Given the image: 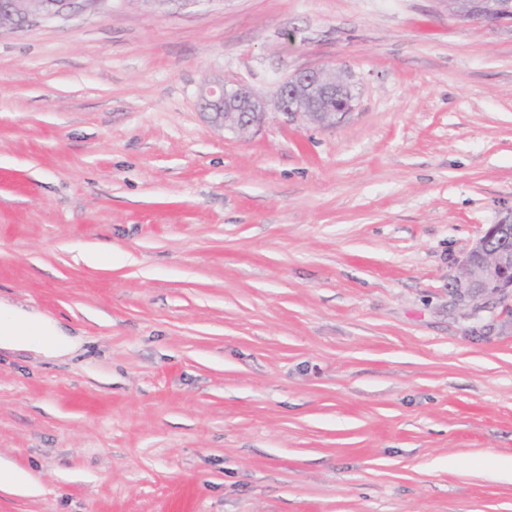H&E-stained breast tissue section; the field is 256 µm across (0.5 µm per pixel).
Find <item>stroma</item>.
<instances>
[{
    "instance_id": "1",
    "label": "stroma",
    "mask_w": 512,
    "mask_h": 512,
    "mask_svg": "<svg viewBox=\"0 0 512 512\" xmlns=\"http://www.w3.org/2000/svg\"><path fill=\"white\" fill-rule=\"evenodd\" d=\"M325 67L336 126L200 92ZM512 23L444 0H101L0 35V512H512ZM96 254L89 262L88 254ZM201 106L214 127L244 133L264 122L269 101L247 85L222 83L205 90ZM496 237L501 245L508 242L510 246H491L490 240ZM463 270L461 276L455 277L451 288L463 300H474L484 296L493 286L500 303L508 306L512 298V224H493L475 243L460 261ZM1 346H37L45 356L57 357L72 350L76 342L54 320L0 301ZM0 481L9 484L19 491H30L34 484L25 471L18 469L12 463L0 459Z\"/></svg>"
}]
</instances>
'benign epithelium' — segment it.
Returning <instances> with one entry per match:
<instances>
[{"mask_svg":"<svg viewBox=\"0 0 512 512\" xmlns=\"http://www.w3.org/2000/svg\"><path fill=\"white\" fill-rule=\"evenodd\" d=\"M102 0H45L39 9L27 8V0H0V18L22 15L23 25L71 18ZM448 10L460 20L473 24L512 21V0H466L463 9L448 0ZM352 85L347 78L324 67L301 69L281 80L267 99L243 85L222 83L201 95V106L211 125L230 132L244 133L261 125L268 106L289 121L302 119L318 126H329L352 109ZM462 274L452 288L463 300H474L493 290L499 302L512 298V224H492L460 261Z\"/></svg>","mask_w":512,"mask_h":512,"instance_id":"7a95c632","label":"benign epithelium"}]
</instances>
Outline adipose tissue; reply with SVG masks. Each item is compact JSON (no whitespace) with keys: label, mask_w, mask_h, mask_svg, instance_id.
Wrapping results in <instances>:
<instances>
[{"label":"adipose tissue","mask_w":512,"mask_h":512,"mask_svg":"<svg viewBox=\"0 0 512 512\" xmlns=\"http://www.w3.org/2000/svg\"><path fill=\"white\" fill-rule=\"evenodd\" d=\"M1 346H35L45 356L57 357L72 350L75 341L54 320L0 302Z\"/></svg>","instance_id":"obj_1"}]
</instances>
